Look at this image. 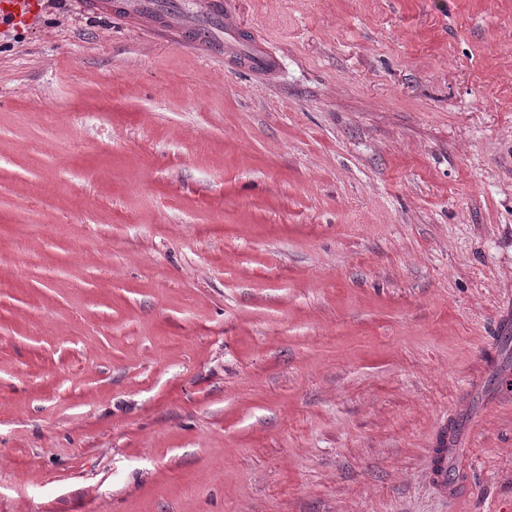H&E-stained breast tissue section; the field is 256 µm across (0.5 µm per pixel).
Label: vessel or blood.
Listing matches in <instances>:
<instances>
[{"label": "vessel or blood", "mask_w": 512, "mask_h": 512, "mask_svg": "<svg viewBox=\"0 0 512 512\" xmlns=\"http://www.w3.org/2000/svg\"><path fill=\"white\" fill-rule=\"evenodd\" d=\"M198 14L205 19L217 21L225 34L224 56L237 59L244 68L254 72H269L277 63L273 53L262 43L240 44L237 38L239 21L229 0H195ZM39 0H0V12L9 15L14 23L30 24L36 17ZM130 17L142 27L159 33L182 37L184 25L178 15L162 13L150 6L148 0H133L129 9Z\"/></svg>", "instance_id": "1"}]
</instances>
